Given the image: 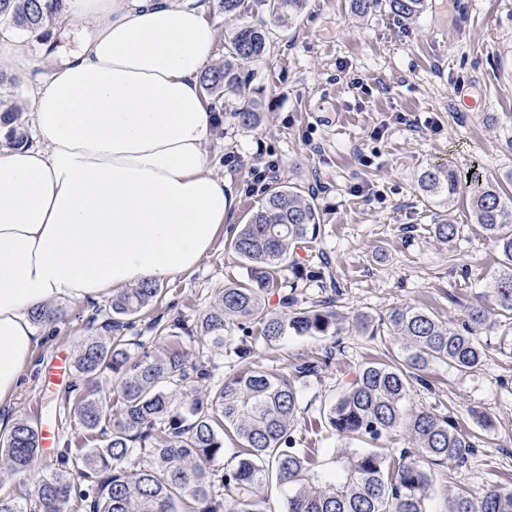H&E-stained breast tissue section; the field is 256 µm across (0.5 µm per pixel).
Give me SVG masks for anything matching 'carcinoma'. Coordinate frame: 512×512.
<instances>
[{
	"label": "carcinoma",
	"mask_w": 512,
	"mask_h": 512,
	"mask_svg": "<svg viewBox=\"0 0 512 512\" xmlns=\"http://www.w3.org/2000/svg\"><path fill=\"white\" fill-rule=\"evenodd\" d=\"M58 2L0 0V29H20L41 38L57 22ZM253 2L280 21L304 6V0ZM219 3L227 20L248 11L245 0ZM389 7L399 19L409 20L425 11L426 0H389ZM267 50L263 17L238 26L224 43V64L203 74L202 89L208 95L242 92L251 81L243 64L263 59ZM234 115L243 126L260 119L253 103ZM2 128L5 144L29 142L21 108L0 96ZM417 185L443 206L466 187L474 223L499 252V274L467 307L466 320L458 326L422 307L391 311L386 323L396 351L387 353L383 362L358 368L322 416L331 434L368 444L401 428L413 450L392 455L371 447L336 451L330 469H321L314 449L297 447L294 437L296 383L318 371L316 362L295 366L292 376L246 366L223 385L202 391L210 371L188 364L183 354L173 351L152 359L131 354L120 336L125 319L150 306L160 292L158 284L146 283L112 296L107 339L87 336L78 345L75 369L84 391L75 413L84 431L103 445L66 449L30 494L1 492L0 512H67L71 503L75 512H262L258 491L272 475L288 487L281 512H427L433 477L425 464L467 462L474 455L476 435L449 414L427 409L406 414L404 403L413 382L424 381L421 373L433 365L446 364L461 374L480 369L486 357L481 330L493 316L512 320V193L480 172L462 185L451 167L424 168ZM322 222V212L310 199L291 186L274 184L230 242L246 277L224 285L197 323L199 336L242 363L259 342L271 344L290 334L334 335L336 311L322 300L298 308L285 296L279 313L266 306L267 296L285 287V272L296 280L315 275L291 258L290 250L316 240ZM432 233L448 243L459 228L442 221L433 225ZM64 315L61 306H44L31 317L43 324ZM232 324L243 332L236 342L224 336ZM104 374L116 379L115 418L106 427L107 402L99 386ZM187 388L203 396L181 409L175 405V392ZM226 436L237 447V462L216 481L212 467L224 455ZM37 452L38 428L24 418L0 435V454L17 474L31 471ZM443 512H512V492L490 489L478 501L459 492L446 500Z\"/></svg>",
	"instance_id": "obj_1"
}]
</instances>
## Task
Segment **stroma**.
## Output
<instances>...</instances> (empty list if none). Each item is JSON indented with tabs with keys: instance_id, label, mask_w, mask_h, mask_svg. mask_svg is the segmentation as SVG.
<instances>
[{
	"instance_id": "obj_1",
	"label": "stroma",
	"mask_w": 512,
	"mask_h": 512,
	"mask_svg": "<svg viewBox=\"0 0 512 512\" xmlns=\"http://www.w3.org/2000/svg\"><path fill=\"white\" fill-rule=\"evenodd\" d=\"M267 25L268 52L252 65L261 118L252 127L237 123L233 111L246 96L209 99L218 123L205 147L207 170L236 198L231 223H246L265 198V190L253 187V171L270 161L277 165L273 182L312 195L323 213L319 237L298 251L323 281L287 294L301 306L334 299L338 334L260 344L250 361L286 373L334 350L332 364L301 383L296 421L298 436L314 442L326 463L344 443L322 429V411L346 370L393 348L384 317L413 305L459 322L499 268V254L474 223L469 203L443 207L418 191L417 177L431 165L451 166L463 177L475 170L512 176V0H427L411 22L394 16L386 0L367 15L357 14L351 0H306L292 20ZM90 35L59 23L48 37L19 39L46 71ZM444 219L460 228L449 244L430 232ZM244 275L227 237H220L194 270L162 282L157 302L131 317L125 331L131 353L177 349L206 366L212 382L232 378L237 363L193 332L225 282ZM63 306L65 319L36 326L40 342L0 414L11 422L50 421L55 451L38 456L28 477L0 457L2 492L32 488L57 453L86 442L74 412L79 377H56L53 363L60 353L76 355L83 337L103 335L111 310L105 298ZM359 314L369 321L363 332L354 323ZM481 341L480 370L461 375L434 365L406 404L452 414L471 432L479 429V413L495 422L466 464L432 465L429 512H443L447 498L461 491L476 499L493 487L512 491V320L496 318Z\"/></svg>"
}]
</instances>
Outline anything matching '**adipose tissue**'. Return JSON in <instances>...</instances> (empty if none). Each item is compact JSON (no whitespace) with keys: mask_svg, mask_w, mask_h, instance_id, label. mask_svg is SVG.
<instances>
[{"mask_svg":"<svg viewBox=\"0 0 512 512\" xmlns=\"http://www.w3.org/2000/svg\"><path fill=\"white\" fill-rule=\"evenodd\" d=\"M59 21L92 35L31 89L38 145L0 149V409L39 342L34 308L191 271L235 206L206 170L204 10L65 0Z\"/></svg>","mask_w":512,"mask_h":512,"instance_id":"adipose-tissue-1","label":"adipose tissue"}]
</instances>
